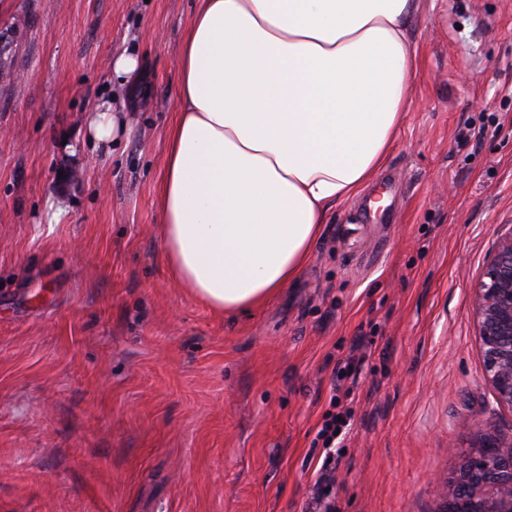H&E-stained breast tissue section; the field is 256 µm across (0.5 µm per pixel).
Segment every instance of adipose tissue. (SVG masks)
I'll use <instances>...</instances> for the list:
<instances>
[{
    "instance_id": "obj_1",
    "label": "adipose tissue",
    "mask_w": 512,
    "mask_h": 512,
    "mask_svg": "<svg viewBox=\"0 0 512 512\" xmlns=\"http://www.w3.org/2000/svg\"><path fill=\"white\" fill-rule=\"evenodd\" d=\"M420 0H196L157 188L181 285L218 313L297 280L336 204L376 177L413 105ZM91 138L131 132L102 100Z\"/></svg>"
}]
</instances>
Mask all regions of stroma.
I'll list each match as a JSON object with an SVG mask.
<instances>
[{
    "instance_id": "1",
    "label": "stroma",
    "mask_w": 512,
    "mask_h": 512,
    "mask_svg": "<svg viewBox=\"0 0 512 512\" xmlns=\"http://www.w3.org/2000/svg\"><path fill=\"white\" fill-rule=\"evenodd\" d=\"M194 10L0 0L18 76L0 96V512H306L337 383L354 414L333 512H439L463 421L512 436L473 311L512 232V0H423L386 166L298 282L244 315L177 286L158 234ZM134 44L144 76L121 92L112 57ZM111 95L133 132L103 148L88 119ZM467 127L482 135L459 143Z\"/></svg>"
}]
</instances>
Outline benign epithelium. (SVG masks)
Wrapping results in <instances>:
<instances>
[{
  "mask_svg": "<svg viewBox=\"0 0 512 512\" xmlns=\"http://www.w3.org/2000/svg\"><path fill=\"white\" fill-rule=\"evenodd\" d=\"M484 369L496 399L512 409V233L502 239L475 289ZM476 448L448 481L440 512H512V437L467 420Z\"/></svg>",
  "mask_w": 512,
  "mask_h": 512,
  "instance_id": "obj_1",
  "label": "benign epithelium"
}]
</instances>
